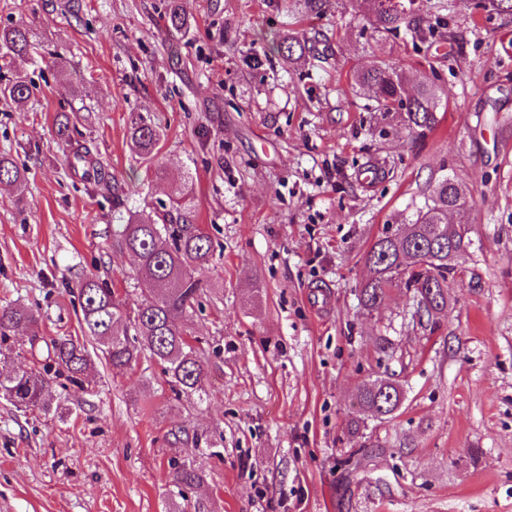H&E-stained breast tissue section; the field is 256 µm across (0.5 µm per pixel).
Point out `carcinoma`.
<instances>
[{"mask_svg":"<svg viewBox=\"0 0 512 512\" xmlns=\"http://www.w3.org/2000/svg\"><path fill=\"white\" fill-rule=\"evenodd\" d=\"M377 31L392 33L406 26L417 25L412 6L414 0L401 8L385 5V0H370ZM163 20L174 32L189 29L191 17L185 0H167ZM34 50L32 33L25 24L0 30V51L18 57ZM282 56H301L309 47L299 39L287 36L279 44ZM355 82L368 88L378 112H404V121L411 129L423 133L438 122V91L428 83L420 84L409 99L403 98L404 81L396 69L386 63L354 73ZM34 86L27 74L16 72L0 82V97L19 107L27 105ZM57 134L71 146L69 166L82 171V179L99 190L112 191V177L94 157L92 148L75 142L69 135V124L60 123ZM161 134L159 127L142 117L131 122L129 139L141 158L154 165L156 174L162 169L155 164ZM0 183L11 186L23 196L28 185V171L19 167L8 154H0ZM188 184L172 191L169 209L154 214H141L122 225L118 242L138 261L142 278L141 299L128 317L129 325L119 332L122 303L112 288L91 274L79 283L81 298V329L84 335L101 343L112 371L120 374L142 357L156 361L168 377L175 393H198L205 381L204 362L193 344L185 318L200 305L203 286L195 271L210 263L214 245L210 234L193 224V210L188 202ZM466 193L460 185L445 178L438 182L430 202L416 216L392 235L379 236L365 255L370 271L362 284L359 300L369 313L378 309L387 291L403 286L414 294L418 323L436 324L448 311V276L455 271L450 261L470 245L468 228H452L448 213L462 209ZM36 327L39 314L20 304L0 307V363L11 358L7 346L8 332L20 325ZM47 358L55 365V373L72 383L81 381L90 363L85 346L71 336L54 338L46 345ZM0 396L16 407L50 410V379L35 368H13L0 371ZM359 409L383 420L402 405V387L389 380L376 379L361 383L356 389ZM199 469L191 463L180 465L173 475L178 495L183 489L202 482Z\"/></svg>","mask_w":512,"mask_h":512,"instance_id":"cac0c4a2","label":"carcinoma"}]
</instances>
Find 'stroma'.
Masks as SVG:
<instances>
[{
  "mask_svg": "<svg viewBox=\"0 0 512 512\" xmlns=\"http://www.w3.org/2000/svg\"><path fill=\"white\" fill-rule=\"evenodd\" d=\"M483 2L416 0L419 29L385 37L367 0L316 14L303 0H186L181 34L164 0H0V27L27 24L41 43L0 52L1 76L35 86L25 109L0 99V153L29 170L24 200L0 186V306L40 316L37 332L13 331L11 366L46 367L47 342L79 336L85 275L133 308L137 265L114 231L162 211L175 184L192 181L215 244L189 322L203 391L176 396L145 357L115 374L87 341L85 382L52 383L57 410L0 398V512H512V12ZM287 34L310 54L283 58ZM383 62L407 89L437 86L433 130L368 110L351 75ZM140 115L161 128L166 179L130 148ZM65 118L114 194L70 169ZM445 177L466 192L448 219L471 239L447 315L416 324L403 288L366 312V252ZM376 378L404 402L349 434L356 389ZM368 439L383 454L348 475ZM184 458L203 482L180 497L171 462ZM162 19L169 30L182 32L189 29L191 17L186 10L185 0H167Z\"/></svg>",
  "mask_w": 512,
  "mask_h": 512,
  "instance_id": "35a3bbf8",
  "label": "stroma"
}]
</instances>
